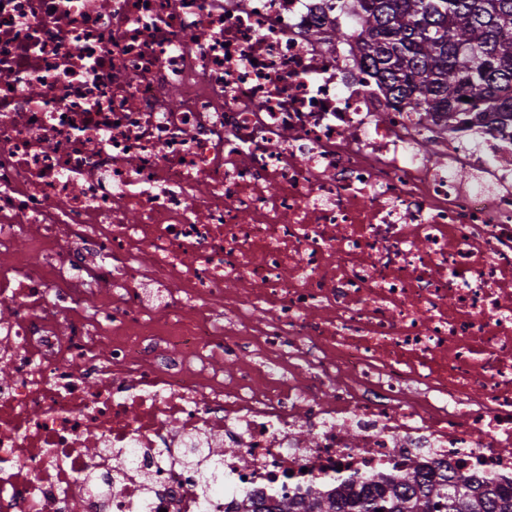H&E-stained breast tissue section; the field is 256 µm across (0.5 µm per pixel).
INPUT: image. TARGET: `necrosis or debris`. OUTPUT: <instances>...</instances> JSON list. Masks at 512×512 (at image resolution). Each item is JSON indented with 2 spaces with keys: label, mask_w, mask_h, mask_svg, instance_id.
I'll list each match as a JSON object with an SVG mask.
<instances>
[{
  "label": "necrosis or debris",
  "mask_w": 512,
  "mask_h": 512,
  "mask_svg": "<svg viewBox=\"0 0 512 512\" xmlns=\"http://www.w3.org/2000/svg\"><path fill=\"white\" fill-rule=\"evenodd\" d=\"M326 3L0 0V512L512 480V129L392 110Z\"/></svg>",
  "instance_id": "necrosis-or-debris-1"
}]
</instances>
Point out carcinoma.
<instances>
[{
    "label": "carcinoma",
    "mask_w": 512,
    "mask_h": 512,
    "mask_svg": "<svg viewBox=\"0 0 512 512\" xmlns=\"http://www.w3.org/2000/svg\"><path fill=\"white\" fill-rule=\"evenodd\" d=\"M355 49L394 110L464 131L512 122V0H357ZM512 512V486L435 461L251 512Z\"/></svg>",
    "instance_id": "1"
}]
</instances>
